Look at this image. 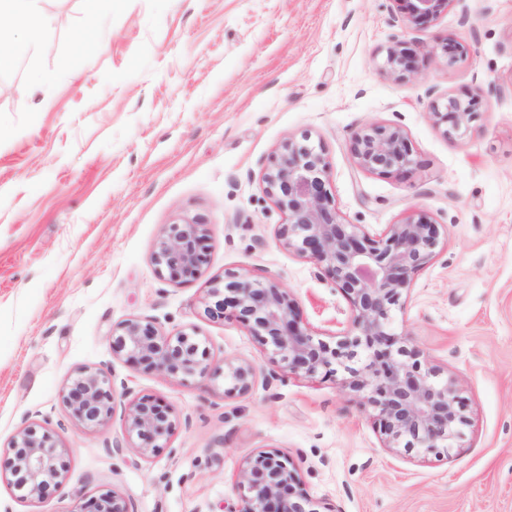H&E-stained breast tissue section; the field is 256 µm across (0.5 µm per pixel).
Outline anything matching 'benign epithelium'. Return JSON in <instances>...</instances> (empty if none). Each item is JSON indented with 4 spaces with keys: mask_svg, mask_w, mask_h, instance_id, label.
Segmentation results:
<instances>
[{
    "mask_svg": "<svg viewBox=\"0 0 512 512\" xmlns=\"http://www.w3.org/2000/svg\"><path fill=\"white\" fill-rule=\"evenodd\" d=\"M393 20L405 26L434 20L455 0H393ZM387 72L402 78L416 74L410 56L395 45L387 55ZM474 103L450 98L443 112H433L446 123L445 134L464 137L470 132ZM353 158L369 172L405 176L415 165L404 132L393 126L371 124L356 134ZM328 166L314 148L288 139L280 145L262 181L266 194L288 217L277 224L274 237L320 268L345 294L351 308L348 330L328 342L302 322L300 312L282 282L263 281L246 273L228 272L214 281L209 294L221 290L229 296L218 301L215 313L234 311V318L267 347L265 366L224 360L225 394H244L255 385L258 373L266 384L289 374L343 373L340 385L361 392L376 411L384 447L437 452L452 447L466 423L464 403L454 384L438 379L437 372L409 346L406 335L392 331L393 310L412 287L411 275L427 265L439 246L437 224L408 218L390 224L377 237L359 224L338 219L326 188ZM204 224H171L159 239L153 261L171 281L194 279L205 261ZM112 352L125 354L148 370L170 376H206L210 354L199 340L180 332L162 336L149 321L128 319L112 335ZM115 387L97 371H79L62 392L72 418L89 429L113 413ZM176 427L170 408L151 398L132 401L128 408V436L139 440L143 454L154 453L159 441ZM11 485L23 489L24 498L43 499L51 485L59 484L68 461L50 436L33 426L23 428L9 445ZM295 462L279 450L265 451L241 469L236 512H319L317 503L299 489ZM72 512H132L115 493L82 499Z\"/></svg>",
    "mask_w": 512,
    "mask_h": 512,
    "instance_id": "7a95c632",
    "label": "benign epithelium"
}]
</instances>
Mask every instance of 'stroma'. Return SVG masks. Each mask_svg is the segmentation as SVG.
I'll return each instance as SVG.
<instances>
[{"instance_id": "35a3bbf8", "label": "stroma", "mask_w": 512, "mask_h": 512, "mask_svg": "<svg viewBox=\"0 0 512 512\" xmlns=\"http://www.w3.org/2000/svg\"><path fill=\"white\" fill-rule=\"evenodd\" d=\"M393 0H38L32 52L0 72V464L25 426L68 451L47 499L0 479V512H73L108 491L134 512H234L245 460L278 449L321 512H512V0H454L423 27L393 21ZM97 45L82 48V40ZM467 47L450 61L446 40ZM416 77L385 71L395 44ZM474 101L450 138L432 115ZM401 128L405 178L357 167L354 135ZM319 149L342 222L370 235L408 216L440 229L429 264L394 315L467 425L445 454L388 449L374 410L338 378L291 374L224 392L225 360L264 348L208 292L225 272L278 277L321 338L351 311L321 270L274 238L286 216L262 175L285 140ZM209 229L197 278L152 260L171 224ZM138 317L196 335L206 377L148 371L112 351ZM125 383L111 417L84 429L62 402L82 369ZM171 407L172 436L142 455L126 432L130 398ZM122 452H112L113 443Z\"/></svg>"}]
</instances>
